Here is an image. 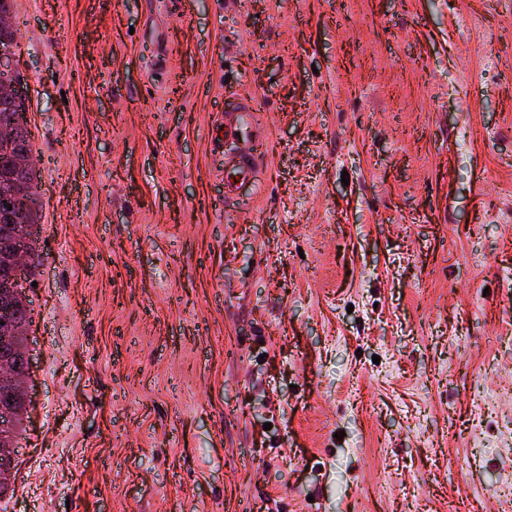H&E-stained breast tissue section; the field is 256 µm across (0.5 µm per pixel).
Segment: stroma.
Here are the masks:
<instances>
[{
    "mask_svg": "<svg viewBox=\"0 0 512 512\" xmlns=\"http://www.w3.org/2000/svg\"><path fill=\"white\" fill-rule=\"evenodd\" d=\"M10 23L44 260L0 512H512V0ZM230 112L232 113L224 120V135L226 137L234 140L238 137L237 133L253 132L256 123L253 114L255 111L251 105H240ZM260 153L253 149L247 156H240L237 163L224 170V195L234 196L241 187L254 182L255 170L260 163Z\"/></svg>",
    "mask_w": 512,
    "mask_h": 512,
    "instance_id": "1",
    "label": "stroma"
}]
</instances>
